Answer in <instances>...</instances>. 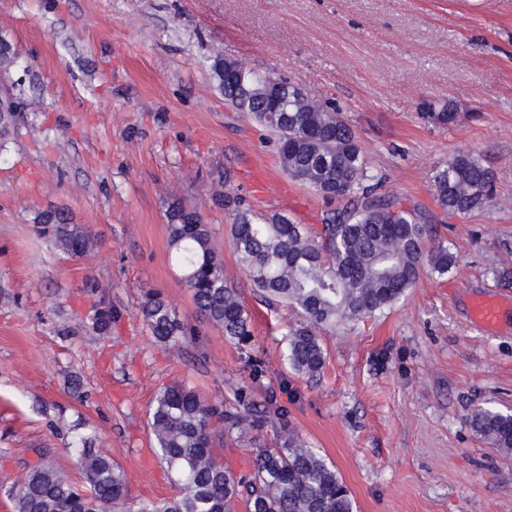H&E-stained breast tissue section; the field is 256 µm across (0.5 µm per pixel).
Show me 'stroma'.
Masks as SVG:
<instances>
[{"label": "stroma", "instance_id": "stroma-1", "mask_svg": "<svg viewBox=\"0 0 512 512\" xmlns=\"http://www.w3.org/2000/svg\"><path fill=\"white\" fill-rule=\"evenodd\" d=\"M0 33L27 72L15 94L28 111L0 152V512L38 458L80 482L79 435L125 471L133 500L169 497L148 412L173 382L212 403L247 386L287 407L358 512H512V457L467 423L479 404L512 411V283L495 276L512 269V0H0ZM218 54L336 105L387 193L433 208L431 172L459 150L495 176L492 206L434 227L452 272L423 271L383 316L324 335L313 379L284 363L296 317L260 301L212 195L314 231L328 204L284 173L271 133L226 107ZM424 100L459 121L424 122ZM178 202L202 215L250 314L249 352L180 282L166 221ZM55 209L90 252L37 234L36 214ZM152 291L192 336L154 341L139 313ZM102 296L120 314L108 336L92 328ZM482 296L501 304L491 330L472 320Z\"/></svg>", "mask_w": 512, "mask_h": 512}]
</instances>
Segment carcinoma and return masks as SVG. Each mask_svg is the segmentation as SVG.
<instances>
[{"label":"carcinoma","mask_w":512,"mask_h":512,"mask_svg":"<svg viewBox=\"0 0 512 512\" xmlns=\"http://www.w3.org/2000/svg\"><path fill=\"white\" fill-rule=\"evenodd\" d=\"M224 102L247 113L274 135L282 169L328 201L344 202L326 212L322 228L312 232L285 216L257 217L229 191L213 195L231 217L230 236L259 296L268 304L291 308L301 321L286 334L285 360L311 378L322 371L326 354L322 335L374 318L394 306L428 268L443 276L456 256L431 241L435 216L394 195L377 193L355 133L336 107L305 93L284 78L256 71L242 82L224 78V57L210 65ZM429 122L451 126L459 113L431 101L420 104ZM431 194L440 214L464 219L495 200L492 173L471 152L458 151L435 166ZM38 232L62 251L79 256L92 246L89 233L61 211L37 213ZM172 260L182 272L198 315L244 351L251 346V319L237 289L224 278L222 260L211 246L202 216L181 204L167 213ZM154 340L182 341L188 327L159 293L139 306ZM115 311L102 301L93 328L112 332ZM277 415L280 434L274 447L257 443L268 414ZM288 411L260 407L249 387L235 403L221 408L178 382L163 387L149 411L156 454L177 493L158 502H142L136 512H354L344 481L297 432L288 428ZM225 436L251 447V466L237 473L214 456V423ZM471 430L505 458L512 457V413L480 406L468 418ZM83 484L76 485L44 460L22 471L7 493L12 512H114L127 503L124 471L103 453L82 448Z\"/></svg>","instance_id":"cac0c4a2"}]
</instances>
